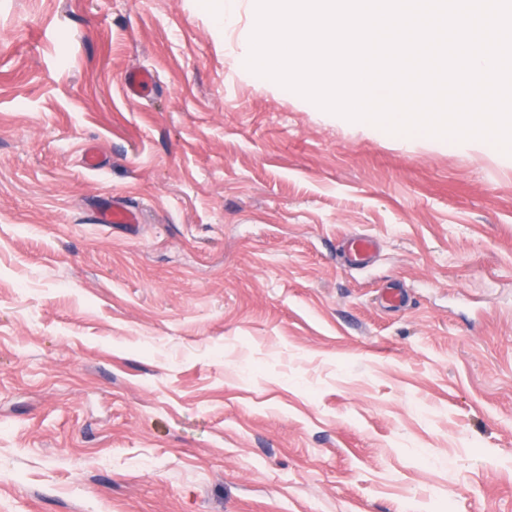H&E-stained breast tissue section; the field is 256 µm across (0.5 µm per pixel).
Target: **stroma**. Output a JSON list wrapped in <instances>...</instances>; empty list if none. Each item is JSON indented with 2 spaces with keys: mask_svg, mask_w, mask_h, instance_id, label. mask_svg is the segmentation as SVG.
Listing matches in <instances>:
<instances>
[{
  "mask_svg": "<svg viewBox=\"0 0 512 512\" xmlns=\"http://www.w3.org/2000/svg\"><path fill=\"white\" fill-rule=\"evenodd\" d=\"M235 10L0 0V512H512V154L320 109ZM100 224H137L135 212L115 204L100 208L96 215ZM376 242L369 236H357L348 240L344 252L353 266L366 264L376 251Z\"/></svg>",
  "mask_w": 512,
  "mask_h": 512,
  "instance_id": "stroma-1",
  "label": "stroma"
}]
</instances>
